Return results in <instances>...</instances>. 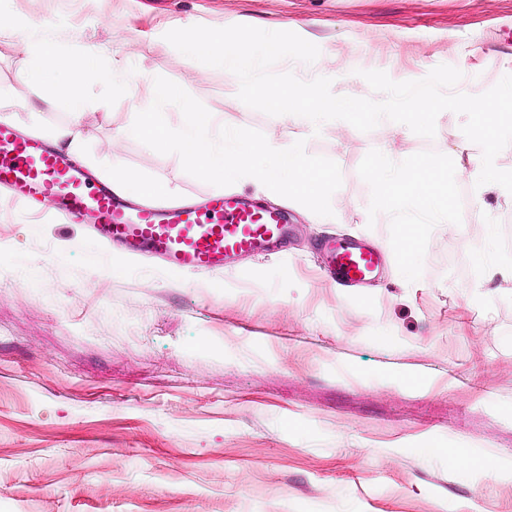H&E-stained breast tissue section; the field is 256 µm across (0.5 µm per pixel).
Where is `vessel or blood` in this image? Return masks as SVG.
<instances>
[{
    "label": "vessel or blood",
    "instance_id": "1",
    "mask_svg": "<svg viewBox=\"0 0 512 512\" xmlns=\"http://www.w3.org/2000/svg\"><path fill=\"white\" fill-rule=\"evenodd\" d=\"M0 187L26 207L52 197L65 224L90 223L108 244L161 260L171 270L197 274L222 270L238 256L281 247L287 241L285 212L217 193L203 206L155 204L134 207L111 185L94 183L70 157L0 120ZM329 275L344 286L371 282L382 254L362 242L328 246Z\"/></svg>",
    "mask_w": 512,
    "mask_h": 512
}]
</instances>
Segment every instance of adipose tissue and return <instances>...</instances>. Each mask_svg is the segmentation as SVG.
Returning a JSON list of instances; mask_svg holds the SVG:
<instances>
[{"mask_svg": "<svg viewBox=\"0 0 512 512\" xmlns=\"http://www.w3.org/2000/svg\"><path fill=\"white\" fill-rule=\"evenodd\" d=\"M0 39L23 45L30 43L27 35L17 28L12 16L1 9ZM33 46L37 61L25 72L24 79L35 85H52L56 101L72 116L69 125L54 132L52 142L68 152H78L81 121L86 110L81 79L72 74V59L61 50L54 38L42 37ZM371 179V206L374 212L395 220L401 209L414 207L436 216L442 223H452L453 205L444 188L442 166L437 160L418 158L396 169L379 164L374 166Z\"/></svg>", "mask_w": 512, "mask_h": 512, "instance_id": "adipose-tissue-1", "label": "adipose tissue"}]
</instances>
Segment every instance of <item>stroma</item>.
Returning <instances> with one entry per match:
<instances>
[{
  "label": "stroma",
  "instance_id": "obj_1",
  "mask_svg": "<svg viewBox=\"0 0 512 512\" xmlns=\"http://www.w3.org/2000/svg\"><path fill=\"white\" fill-rule=\"evenodd\" d=\"M73 58L96 45L83 77L84 166L99 180L133 169L161 200L199 202L214 185L125 130L155 77L180 85L225 125L335 161L331 223L252 178L233 193L286 211L278 254L239 256L186 277L109 247L85 225L40 215L0 189V512H512V474L462 478L427 449H470L512 464V282L475 258L485 223L494 261L512 268V195H475L482 152L439 114L427 139L382 120L294 127L242 103L238 79L186 58L164 38L193 25L291 31L316 44L311 64L273 70L331 78L340 96L373 97L363 77L397 82L438 65L480 94L512 74V0H7ZM33 52L0 44V116L42 139L70 122L47 85L20 80ZM132 78L122 88L110 71ZM430 157L444 167L455 221L371 209V170ZM419 223L418 262L399 272L391 243ZM360 240L386 257L362 288L328 283L319 242ZM411 376L415 385H386Z\"/></svg>",
  "mask_w": 512,
  "mask_h": 512
}]
</instances>
